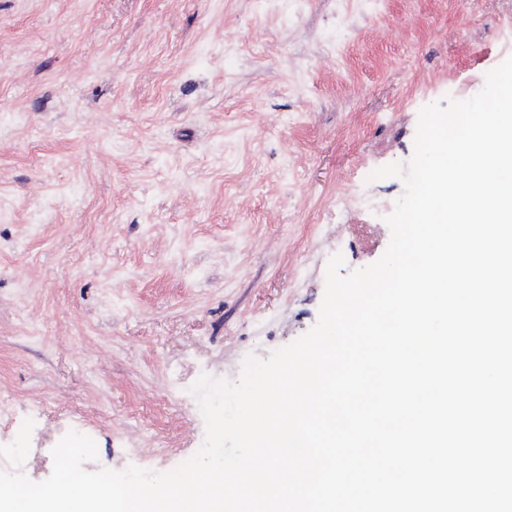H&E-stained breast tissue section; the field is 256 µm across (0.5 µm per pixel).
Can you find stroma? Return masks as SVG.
Masks as SVG:
<instances>
[{"label":"stroma","instance_id":"stroma-1","mask_svg":"<svg viewBox=\"0 0 512 512\" xmlns=\"http://www.w3.org/2000/svg\"><path fill=\"white\" fill-rule=\"evenodd\" d=\"M512 0H0V471L165 473L385 252L422 107L479 93Z\"/></svg>","mask_w":512,"mask_h":512}]
</instances>
